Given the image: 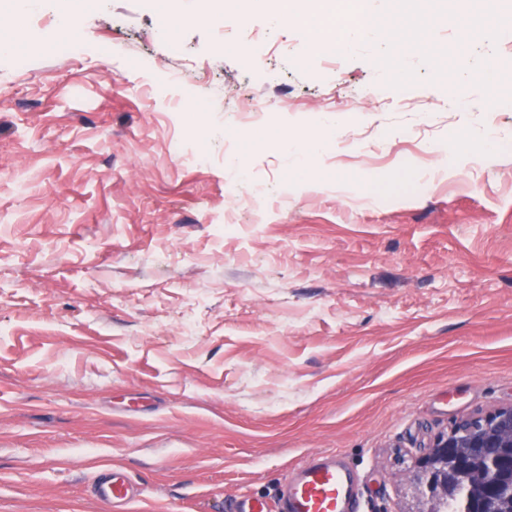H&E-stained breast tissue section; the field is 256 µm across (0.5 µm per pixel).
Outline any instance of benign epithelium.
I'll return each mask as SVG.
<instances>
[{
	"mask_svg": "<svg viewBox=\"0 0 512 512\" xmlns=\"http://www.w3.org/2000/svg\"><path fill=\"white\" fill-rule=\"evenodd\" d=\"M395 479L410 494L409 512H438L463 484L470 512H512V403L456 418Z\"/></svg>",
	"mask_w": 512,
	"mask_h": 512,
	"instance_id": "obj_1",
	"label": "benign epithelium"
}]
</instances>
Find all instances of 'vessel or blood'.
Returning a JSON list of instances; mask_svg holds the SVG:
<instances>
[{"mask_svg": "<svg viewBox=\"0 0 512 512\" xmlns=\"http://www.w3.org/2000/svg\"><path fill=\"white\" fill-rule=\"evenodd\" d=\"M94 494L117 508L134 498L126 476L115 469L101 471ZM280 505L281 512H359L350 474L333 453L296 465L294 478L280 493Z\"/></svg>", "mask_w": 512, "mask_h": 512, "instance_id": "1", "label": "vessel or blood"}]
</instances>
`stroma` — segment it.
<instances>
[{
  "mask_svg": "<svg viewBox=\"0 0 512 512\" xmlns=\"http://www.w3.org/2000/svg\"><path fill=\"white\" fill-rule=\"evenodd\" d=\"M182 9L168 41L149 0H31L35 30L0 0L43 47L0 45V512H113L106 466L130 512H226L329 451L361 512H405L400 459L512 403V0H403L429 49L396 70L366 38L316 63L268 2ZM285 132L325 139L315 183ZM94 494L97 499L112 502L117 508L135 499L130 482L123 472L115 469L101 471L99 481L94 487Z\"/></svg>",
  "mask_w": 512,
  "mask_h": 512,
  "instance_id": "1",
  "label": "stroma"
}]
</instances>
